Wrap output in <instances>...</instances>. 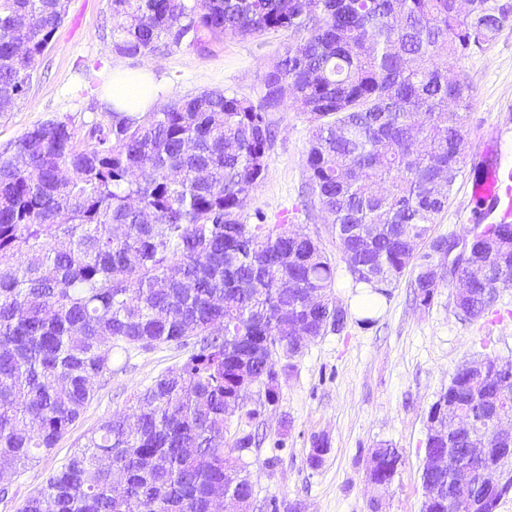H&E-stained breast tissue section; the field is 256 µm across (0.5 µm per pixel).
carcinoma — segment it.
Instances as JSON below:
<instances>
[{
	"mask_svg": "<svg viewBox=\"0 0 512 512\" xmlns=\"http://www.w3.org/2000/svg\"><path fill=\"white\" fill-rule=\"evenodd\" d=\"M112 48L164 53L183 41L265 31L303 37L262 79L258 103L222 90L154 112H108L42 124L0 153V501L5 478L36 461L83 413L95 382L131 348L192 346L186 360L103 420L20 512H224L255 508L245 455L253 393L276 401L279 371L347 321L336 264L286 224H248L242 210L267 168L266 113L290 97L310 123L309 195L318 200L354 285L389 295L407 269L423 306L447 281L475 320L512 288V222L475 224L465 264L447 277L431 227L467 166L473 84L461 68L512 21L503 0H111ZM65 17V0H0V114L12 111ZM430 245V252L419 247ZM512 400V364L479 352L430 408L422 512H483L436 454L448 420L481 419ZM478 442L506 448L489 423ZM328 440H312L320 466ZM398 448L372 452L368 481L389 492Z\"/></svg>",
	"mask_w": 512,
	"mask_h": 512,
	"instance_id": "carcinoma-1",
	"label": "carcinoma"
}]
</instances>
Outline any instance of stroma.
<instances>
[{"instance_id":"1","label":"stroma","mask_w":512,"mask_h":512,"mask_svg":"<svg viewBox=\"0 0 512 512\" xmlns=\"http://www.w3.org/2000/svg\"><path fill=\"white\" fill-rule=\"evenodd\" d=\"M296 39L290 31H267L215 41L204 51L184 43L165 55L124 57L112 49L110 0H68L65 19L39 59L28 93L13 111L0 115V151L57 118L101 120V97L123 70L152 68L164 104L214 89L259 101L268 64ZM462 68L474 86L466 129L470 169L458 178L434 224L436 237L463 234L473 224L474 167L512 168V22ZM266 120L276 136L264 179L244 205L245 220L288 219L337 254L327 219L307 193L306 115L287 103L267 113ZM414 278V272H406L388 296L377 298L367 317L359 307L362 290L353 288L344 264H337L333 295L347 312L344 329L309 344L295 371L281 376L276 403L260 405L256 420L231 424V432L251 428L263 436L246 456L263 512L294 501L304 512H371L374 490L366 469L373 449L385 443L402 450L403 463L381 512H421L429 409L458 365L475 352L512 360V288L499 289L493 313L464 321L451 287L440 286L430 306H420ZM188 354V348L173 345L118 354L111 377L97 384L93 399L56 447L12 476L13 499L0 502V512H17L102 420L127 410L137 390ZM316 436L328 440L330 452L314 468L308 453Z\"/></svg>"}]
</instances>
